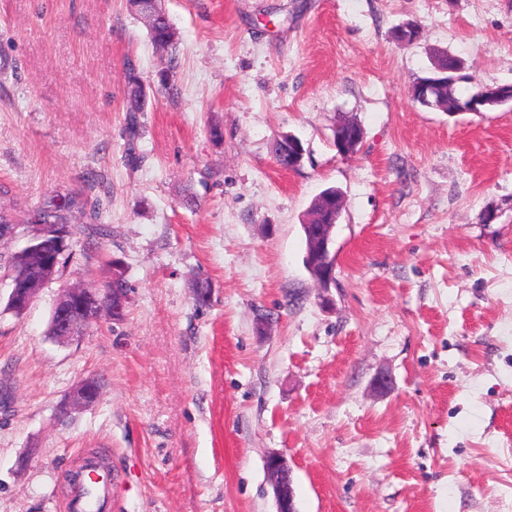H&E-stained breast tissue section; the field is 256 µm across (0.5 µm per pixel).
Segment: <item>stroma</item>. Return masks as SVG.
Segmentation results:
<instances>
[{
	"label": "stroma",
	"mask_w": 512,
	"mask_h": 512,
	"mask_svg": "<svg viewBox=\"0 0 512 512\" xmlns=\"http://www.w3.org/2000/svg\"><path fill=\"white\" fill-rule=\"evenodd\" d=\"M162 7L173 50L128 0H0V209L20 226L0 256L36 210L73 229L24 314L0 269V512H62L89 448L116 475L112 512H275L276 451L297 512H512V109L407 95L436 50L512 84V0ZM407 23L421 38L403 46ZM344 119L364 130L348 156ZM286 133L306 149L293 170L273 154ZM330 186L324 289L302 226ZM115 272L123 319L48 335L64 288ZM88 376L99 402L59 418ZM333 139L341 155L354 153L363 139V129L355 122H341L333 128Z\"/></svg>",
	"instance_id": "35a3bbf8"
}]
</instances>
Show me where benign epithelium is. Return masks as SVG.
<instances>
[{"instance_id": "1", "label": "benign epithelium", "mask_w": 512, "mask_h": 512, "mask_svg": "<svg viewBox=\"0 0 512 512\" xmlns=\"http://www.w3.org/2000/svg\"><path fill=\"white\" fill-rule=\"evenodd\" d=\"M460 76L448 77V70H439V75L416 83L410 90L411 97L425 103L434 111L446 110L456 112H484L488 107L497 105L512 106V84L487 86L480 97L473 102L463 103L454 97L442 104L438 94L446 87L456 84ZM333 139L336 149L341 155L354 153L363 139V129L355 122H341L333 128ZM33 236L28 245L19 252L29 266L38 271L39 275L30 278L11 277V292L9 307L13 312H24L32 303L38 290L49 283L69 258L70 246L66 244V234L59 224L42 222L32 225ZM333 225H324L325 232L321 233L312 243L313 256L332 254L333 239L330 235ZM128 303V294L119 296L112 301V287L98 291L70 287L58 298L54 311L61 319L67 332L60 341H72L83 334V330L71 325L79 318H91L107 312L110 316H123ZM101 388L95 377H85L79 380L62 402L60 409L68 412L93 406L99 399ZM266 471L273 486L276 512H295V498L290 480L288 459L273 453L266 458Z\"/></svg>"}]
</instances>
